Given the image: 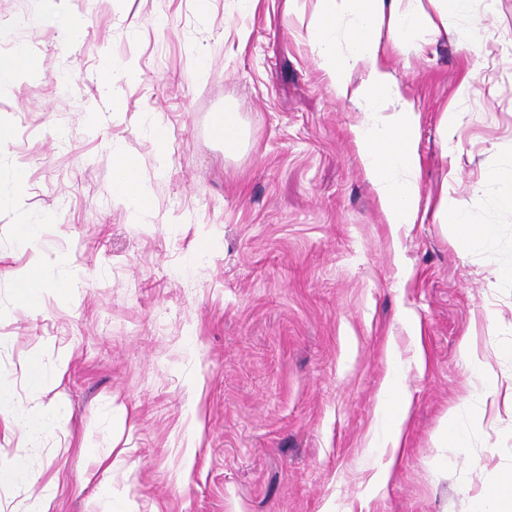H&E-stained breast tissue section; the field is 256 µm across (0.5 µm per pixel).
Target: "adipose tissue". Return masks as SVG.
Segmentation results:
<instances>
[{"instance_id":"obj_1","label":"adipose tissue","mask_w":512,"mask_h":512,"mask_svg":"<svg viewBox=\"0 0 512 512\" xmlns=\"http://www.w3.org/2000/svg\"><path fill=\"white\" fill-rule=\"evenodd\" d=\"M495 0H484L482 15L472 11V0H317L309 25V41L317 67L328 77L338 98L360 112L351 132L364 173L380 201L386 221L410 227L419 220L420 162L416 146L419 114L387 65L394 53H425L440 37H448L476 57L502 53L512 36L486 38ZM113 190L135 212L151 207V194L137 171L135 157L113 153ZM479 192L469 198L441 195L435 218L453 225L458 239L471 248L496 236V227L476 219ZM38 226L21 225L19 242L34 248L28 266L17 275L22 300L43 290L41 271L51 264L48 254L36 250Z\"/></svg>"}]
</instances>
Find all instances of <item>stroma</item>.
Here are the masks:
<instances>
[{
  "label": "stroma",
  "mask_w": 512,
  "mask_h": 512,
  "mask_svg": "<svg viewBox=\"0 0 512 512\" xmlns=\"http://www.w3.org/2000/svg\"><path fill=\"white\" fill-rule=\"evenodd\" d=\"M315 9L69 0L65 14L86 20L72 43L65 14L0 0V55L24 65L0 83L13 131L0 171L25 172L0 186V458L34 476L0 484V512L50 483L52 512H106L111 490L137 512H472L512 468V285L497 278L512 265V212L484 183L477 218L497 235L471 249L431 213L408 229L385 222L350 134L360 114L313 60ZM124 63L138 79L113 83ZM388 65L420 114L423 201L468 197L512 160V47L478 63L442 39ZM467 77L480 94L461 101ZM227 108L248 139L229 160L211 131ZM446 112L458 128L449 153ZM117 147L138 161L148 212L113 196ZM24 222L59 258L25 306ZM465 339L496 391L479 387ZM33 358L61 376L62 424L28 380ZM391 374L410 394L396 449L382 444ZM451 413L468 454L437 440ZM460 349L472 372L477 375L483 389L495 388L498 382L497 376L489 370L483 357L472 348L468 340L465 339L461 342Z\"/></svg>",
  "instance_id": "obj_1"
}]
</instances>
